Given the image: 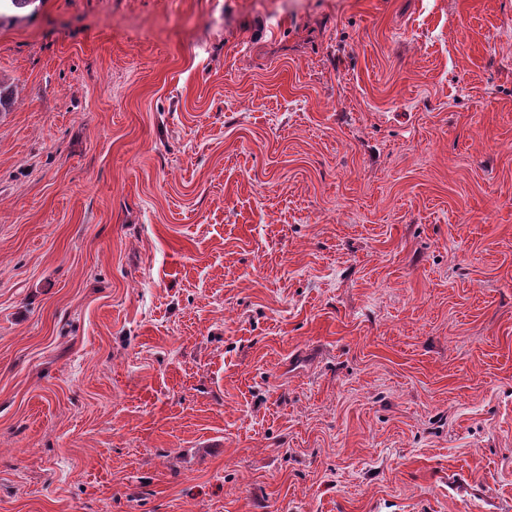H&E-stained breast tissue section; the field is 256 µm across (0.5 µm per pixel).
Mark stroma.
<instances>
[{
  "mask_svg": "<svg viewBox=\"0 0 512 512\" xmlns=\"http://www.w3.org/2000/svg\"><path fill=\"white\" fill-rule=\"evenodd\" d=\"M0 87V512H512V0H40Z\"/></svg>",
  "mask_w": 512,
  "mask_h": 512,
  "instance_id": "obj_1",
  "label": "stroma"
}]
</instances>
